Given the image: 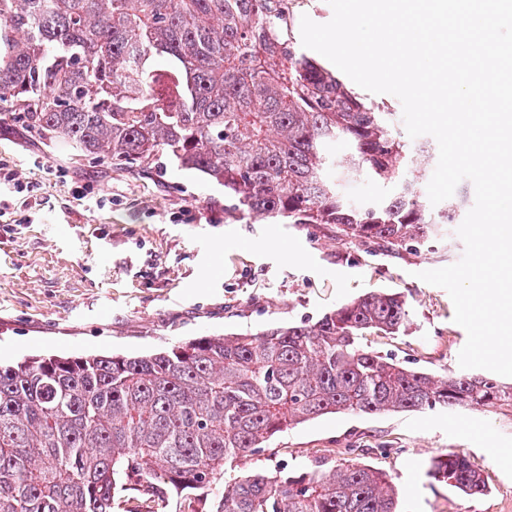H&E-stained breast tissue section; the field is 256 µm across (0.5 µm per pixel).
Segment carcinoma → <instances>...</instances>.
<instances>
[{
	"instance_id": "carcinoma-1",
	"label": "carcinoma",
	"mask_w": 512,
	"mask_h": 512,
	"mask_svg": "<svg viewBox=\"0 0 512 512\" xmlns=\"http://www.w3.org/2000/svg\"><path fill=\"white\" fill-rule=\"evenodd\" d=\"M283 2L0 0V127L144 175L163 157L223 188L243 217L332 224L338 240L388 251L425 246L465 195L427 205L404 179L412 154L396 113L303 51ZM360 178L397 191L355 206L345 186ZM410 324L404 295L370 291L315 321L149 355L0 361V512H113L129 490L162 510L213 486L216 512H397L392 477L358 461L230 471L327 414L512 408V385L437 379L362 344ZM427 475L486 492L460 451Z\"/></svg>"
}]
</instances>
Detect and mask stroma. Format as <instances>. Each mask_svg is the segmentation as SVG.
Returning <instances> with one entry per match:
<instances>
[{"label":"stroma","mask_w":512,"mask_h":512,"mask_svg":"<svg viewBox=\"0 0 512 512\" xmlns=\"http://www.w3.org/2000/svg\"><path fill=\"white\" fill-rule=\"evenodd\" d=\"M28 191L0 222V360L25 355L138 356L203 335L313 321L371 291H401L412 324L365 338L372 349L440 377L459 372L465 330L448 293L418 272L457 262L448 225L430 249L384 254L337 240L327 225L248 219L224 191L163 165L155 175L88 163L65 148L0 130ZM89 183L104 207L75 197ZM464 452L487 492L466 497L427 475L429 460ZM353 459L392 476L398 512H512V409L328 414L274 436L238 471H301Z\"/></svg>","instance_id":"stroma-1"}]
</instances>
